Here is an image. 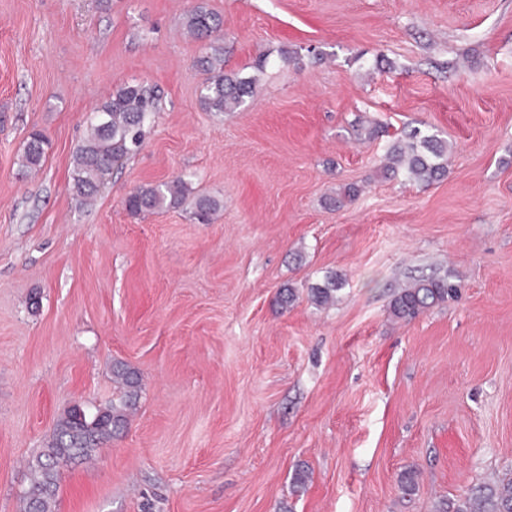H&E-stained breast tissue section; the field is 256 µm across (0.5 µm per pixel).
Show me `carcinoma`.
Listing matches in <instances>:
<instances>
[{
	"label": "carcinoma",
	"mask_w": 512,
	"mask_h": 512,
	"mask_svg": "<svg viewBox=\"0 0 512 512\" xmlns=\"http://www.w3.org/2000/svg\"><path fill=\"white\" fill-rule=\"evenodd\" d=\"M186 28L198 39L208 38L218 26L216 16L199 4L186 16ZM197 65L206 75L201 101L210 112H234L253 96L258 77L224 72V45L213 43ZM158 109V95L140 83H125L91 112L90 135L77 147L71 174L72 187L86 201L94 199L106 176L124 158L133 156L142 146L145 129ZM46 137L34 132L23 152V167L35 170L42 166ZM387 174H403L408 180L431 184L447 171L448 141L436 133L413 128L392 141L386 150ZM188 191L177 177L156 186H141L123 200L125 209L134 216L162 208L180 207ZM222 208L219 199L198 196L194 201L195 218L207 224ZM341 282L334 275L323 284L308 289L310 300L325 305L336 300ZM457 295V288L446 278L419 280L396 292L392 299L393 314L411 319L435 305ZM119 394L112 404L95 412L74 406L62 416L46 448L29 462L30 482L23 492L26 512H54L61 462L92 456L103 441L128 422L130 411L139 397L140 378L126 364L118 363L112 371ZM435 512H512V476L498 477L478 484L471 495L459 500H441Z\"/></svg>",
	"instance_id": "carcinoma-1"
}]
</instances>
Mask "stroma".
<instances>
[{"label":"stroma","mask_w":512,"mask_h":512,"mask_svg":"<svg viewBox=\"0 0 512 512\" xmlns=\"http://www.w3.org/2000/svg\"><path fill=\"white\" fill-rule=\"evenodd\" d=\"M199 3L225 72L268 60L237 111L200 103ZM125 83L159 110L88 207L74 153ZM415 127L450 145L428 186L381 172ZM179 175L223 201L213 223L127 213ZM431 276L458 300L395 318ZM117 361L137 406L63 468L55 512H434L512 473V0H0V512L67 409L111 402ZM186 28L198 39L208 38L218 26L216 16L204 5H196L186 16ZM47 139L40 132H33L23 152V167L28 170H36L42 166L46 155ZM341 282L335 275L326 277L323 284L312 286L308 289L310 300L316 305H325L336 300V293L340 291Z\"/></svg>","instance_id":"obj_1"}]
</instances>
